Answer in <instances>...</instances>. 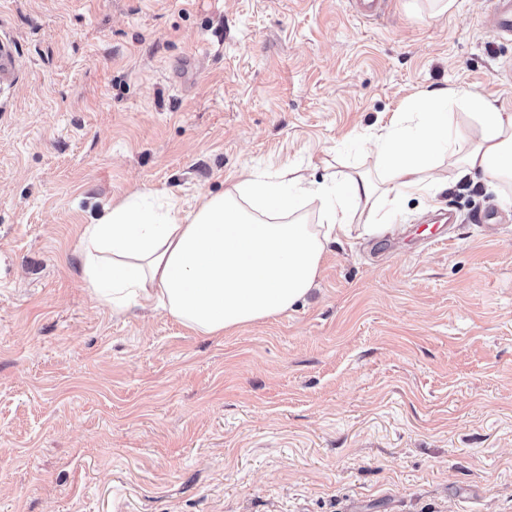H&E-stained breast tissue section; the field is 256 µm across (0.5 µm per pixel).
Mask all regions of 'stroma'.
Segmentation results:
<instances>
[{
	"mask_svg": "<svg viewBox=\"0 0 512 512\" xmlns=\"http://www.w3.org/2000/svg\"><path fill=\"white\" fill-rule=\"evenodd\" d=\"M491 0H0V512H512V184L331 245L313 294L201 336L113 314L84 224L283 166L376 175L413 98L512 112Z\"/></svg>",
	"mask_w": 512,
	"mask_h": 512,
	"instance_id": "35a3bbf8",
	"label": "stroma"
}]
</instances>
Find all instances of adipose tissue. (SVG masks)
<instances>
[{"label":"adipose tissue","instance_id":"obj_1","mask_svg":"<svg viewBox=\"0 0 512 512\" xmlns=\"http://www.w3.org/2000/svg\"><path fill=\"white\" fill-rule=\"evenodd\" d=\"M476 122L474 139L457 151L449 104ZM412 131L377 138L383 184L351 175L338 184L311 182L283 167L276 182L237 181L200 195L192 210L176 198L154 210L147 194L112 204L85 224L80 239L84 280L101 305L121 314L135 305L162 309L204 336H221L280 316L313 291L330 245L387 232L379 205L429 195L427 172L439 152H459L463 175L498 181L512 177V113L476 92L436 89L414 98ZM322 202V221L306 223L303 199ZM367 210L357 224L346 203Z\"/></svg>","mask_w":512,"mask_h":512}]
</instances>
